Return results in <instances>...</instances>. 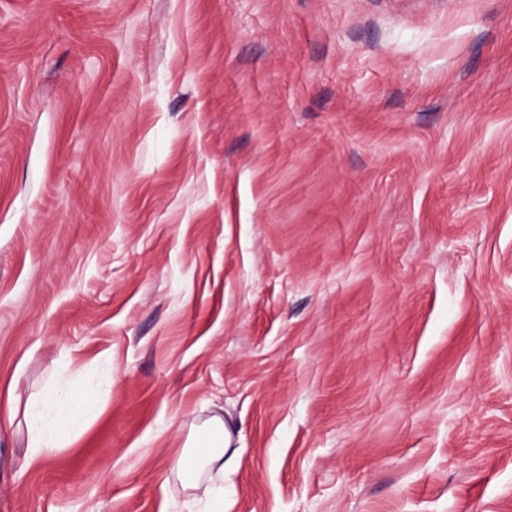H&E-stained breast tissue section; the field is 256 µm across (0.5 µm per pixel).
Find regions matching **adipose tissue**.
Instances as JSON below:
<instances>
[{
  "label": "adipose tissue",
  "instance_id": "1",
  "mask_svg": "<svg viewBox=\"0 0 512 512\" xmlns=\"http://www.w3.org/2000/svg\"><path fill=\"white\" fill-rule=\"evenodd\" d=\"M96 409L93 393H72L66 402L49 395L42 396L27 416L28 443L31 455L39 456L57 447L80 421ZM188 451L177 462V468L188 483H197L205 468L224 469L229 437L222 417L205 421L188 437Z\"/></svg>",
  "mask_w": 512,
  "mask_h": 512
}]
</instances>
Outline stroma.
<instances>
[{
  "mask_svg": "<svg viewBox=\"0 0 512 512\" xmlns=\"http://www.w3.org/2000/svg\"><path fill=\"white\" fill-rule=\"evenodd\" d=\"M219 500L512 512V0H0V512ZM95 409L96 401L91 392H74L63 403L50 395L42 396L36 408L26 417L27 448L31 455L40 456L58 447L59 442ZM229 437L224 418L214 416L205 421L188 437L185 448H191L177 462L183 479L196 485L202 471L210 466L224 472V467L232 465L233 455L224 460Z\"/></svg>",
  "mask_w": 512,
  "mask_h": 512,
  "instance_id": "1",
  "label": "stroma"
}]
</instances>
